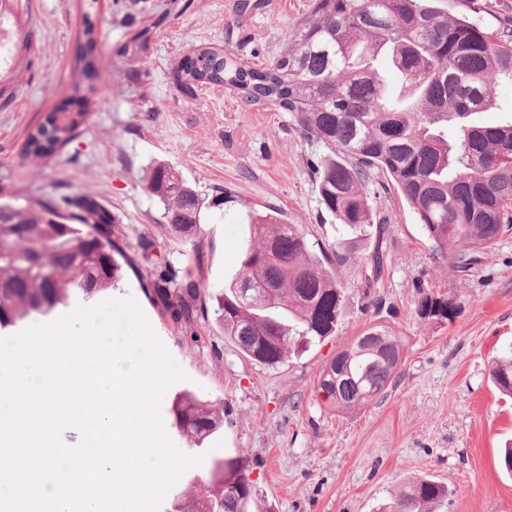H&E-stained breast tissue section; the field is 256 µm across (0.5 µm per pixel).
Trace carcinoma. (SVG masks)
Here are the masks:
<instances>
[{
    "instance_id": "cac0c4a2",
    "label": "carcinoma",
    "mask_w": 512,
    "mask_h": 512,
    "mask_svg": "<svg viewBox=\"0 0 512 512\" xmlns=\"http://www.w3.org/2000/svg\"><path fill=\"white\" fill-rule=\"evenodd\" d=\"M0 0V67L17 44L5 27ZM86 5L82 36L96 39ZM487 0H314L280 55L262 68L234 52L202 45L177 64L186 87H229L253 105L289 112L328 154L317 167L316 189L325 211L352 230L374 228L365 258L368 289L387 262L388 225L371 210L366 185L385 176L416 215L436 254L460 273L490 261L501 235L512 230V117L488 125L478 115L493 108V87H512V18L493 27ZM150 38L138 31L121 53L137 54ZM396 75L388 84L386 71ZM73 71L98 79L102 61L78 54ZM64 111L47 112L28 128L23 158L48 160L71 144L89 116L92 88H75ZM148 192L163 206L166 228L189 237L201 224L204 201L173 169H151ZM249 238L232 280L201 298L202 283L163 272L142 286L160 318L183 329L211 300L219 327L250 360L276 367L291 351L336 331L346 294L336 266L349 259L341 246L314 249L303 228L278 212H250ZM112 212L85 196H48L26 204L0 202V330L51 315L73 295L89 299L115 288L127 272L139 275L147 253H129L114 234ZM415 314L443 321L453 304L418 290ZM404 356V337L383 321L366 326L319 372L316 391L330 390L339 413L365 407L392 385ZM492 378L512 395V355L496 360ZM170 413L191 448L224 427V407L191 390L175 395ZM177 494L170 512H250L254 482L240 457L211 456ZM447 486L427 478L408 482L380 512H431Z\"/></svg>"
}]
</instances>
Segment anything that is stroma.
Returning <instances> with one entry per match:
<instances>
[{"label": "stroma", "mask_w": 512, "mask_h": 512, "mask_svg": "<svg viewBox=\"0 0 512 512\" xmlns=\"http://www.w3.org/2000/svg\"><path fill=\"white\" fill-rule=\"evenodd\" d=\"M241 12L239 0H98L99 34L89 49L107 61L95 81L90 118L79 137L48 162L20 156L27 128L63 107L73 93L83 0H14L12 38L20 53L0 69V199L88 195L113 214L132 250H148L140 275L97 301L134 299L157 337L185 371L161 408L179 450L187 445L168 413L176 392L189 389L223 403L224 429L211 452L243 457L256 485L251 512H378L402 482L428 477L448 486L433 512H512V475L500 465L512 443V399L494 386L496 359L512 351V231L491 261L469 274L437 257L415 215L382 175H373L368 201L390 226L389 262L380 290L385 320L405 339L395 383L367 407L339 413L315 390L318 373L353 336L374 321L365 305L364 258L369 235L350 233L324 211L315 167L326 155L304 137L290 113L252 105L223 87L178 84V60L199 45L235 52L253 64L276 58L313 0H260ZM152 28L137 56L121 54L138 29ZM167 165L210 207L197 235L172 233L146 189L151 168ZM230 192L221 205L213 200ZM276 211L302 225L311 244L351 247L340 269L346 302L335 333L324 342L267 367L240 354L216 323L198 316L182 340L145 300L141 281L165 266L187 277L185 252L204 258L209 284L230 280L247 212ZM443 293L456 307L435 323L414 314L418 288Z\"/></svg>", "instance_id": "1"}]
</instances>
